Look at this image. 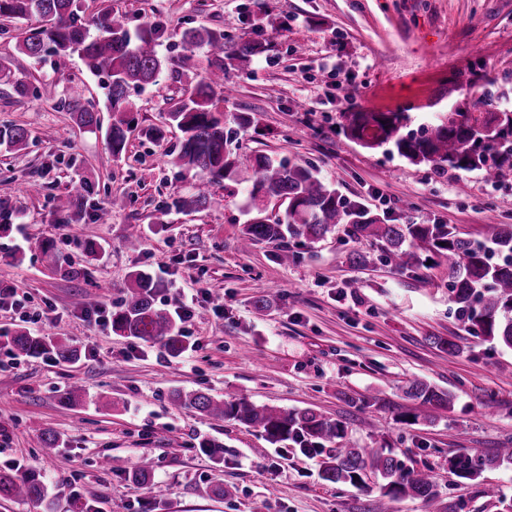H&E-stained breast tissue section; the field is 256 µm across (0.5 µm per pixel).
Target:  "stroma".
Listing matches in <instances>:
<instances>
[{"mask_svg": "<svg viewBox=\"0 0 512 512\" xmlns=\"http://www.w3.org/2000/svg\"><path fill=\"white\" fill-rule=\"evenodd\" d=\"M93 21L102 9L125 13L130 29L161 27L158 50L168 64L156 83L130 93L134 119L128 145L113 157L105 77L72 57L66 73L51 60L19 52L16 27L43 26L32 16L0 22V60L26 78L36 97H18L0 79V121L31 134L20 151L0 148V200L16 214L0 227V290L28 298L25 314L0 312V336L19 329L80 346L73 363L0 349V467L20 461L40 473L59 512L73 495L101 512H152L146 488L129 480L149 468L164 487L167 512H374L379 485L330 484L325 453L268 441L233 420L217 423L171 402L174 391L201 389L225 400L247 399L284 410L312 408L344 422L347 448H389L409 467L428 468L436 504L394 501L392 512H498L484 497L497 486L512 501V463L473 481L448 470L458 453L488 455L512 446V349L465 330L450 300L446 265L358 268L351 252L366 243L333 232L324 240L290 241L293 259L279 262L272 244L240 246L248 182L216 188L208 206L175 209L195 184L173 160L181 132L169 118L195 70L178 73L185 31L205 26L228 43L263 42L268 23L283 39L230 70L231 98L214 111L243 112L242 151L315 170L349 201L391 224H449L461 237L483 239L489 225H512V170L497 183L477 171L415 165L386 147L367 149L346 137L344 112H405L408 131L461 101L488 100L512 110V0H78ZM96 105L102 129L77 125L62 108L73 94ZM162 131L148 138L149 129ZM40 183L41 194L30 193ZM85 191L78 219L61 222L55 195ZM124 209L109 222L95 214L112 197ZM97 256H85L83 240ZM47 241L50 252L37 244ZM159 284L155 305L173 311L192 300L187 348L177 357L159 345L117 335L77 306L85 295L106 311L124 303L134 272ZM264 300L257 310L256 300ZM449 340L453 349L442 348ZM448 391L433 408L406 395L413 380ZM79 387L80 401L61 394ZM111 401L101 409L99 401ZM62 444L37 445L45 430ZM223 445L224 458L201 444ZM224 484V498L212 489Z\"/></svg>", "mask_w": 512, "mask_h": 512, "instance_id": "stroma-1", "label": "stroma"}]
</instances>
